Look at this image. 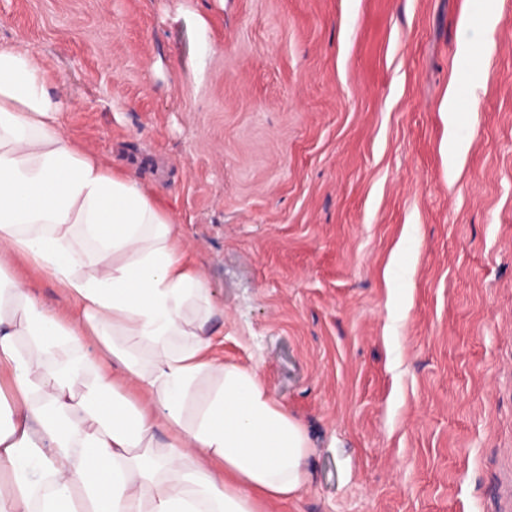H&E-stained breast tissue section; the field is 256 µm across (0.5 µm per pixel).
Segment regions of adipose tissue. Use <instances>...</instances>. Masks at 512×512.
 Listing matches in <instances>:
<instances>
[{"instance_id": "ef3b65f1", "label": "adipose tissue", "mask_w": 512, "mask_h": 512, "mask_svg": "<svg viewBox=\"0 0 512 512\" xmlns=\"http://www.w3.org/2000/svg\"><path fill=\"white\" fill-rule=\"evenodd\" d=\"M51 82L36 48L0 43V275L24 260L77 304L61 314L0 278V512L287 501L304 430L256 372L210 356L214 305L179 224L71 139Z\"/></svg>"}]
</instances>
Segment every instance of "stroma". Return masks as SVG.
Segmentation results:
<instances>
[{"label":"stroma","mask_w":512,"mask_h":512,"mask_svg":"<svg viewBox=\"0 0 512 512\" xmlns=\"http://www.w3.org/2000/svg\"><path fill=\"white\" fill-rule=\"evenodd\" d=\"M0 43L159 196L216 354L302 425L269 512H512V0H0Z\"/></svg>","instance_id":"35a3bbf8"}]
</instances>
